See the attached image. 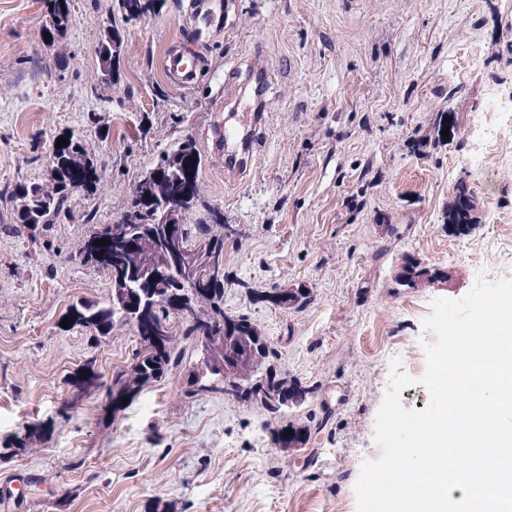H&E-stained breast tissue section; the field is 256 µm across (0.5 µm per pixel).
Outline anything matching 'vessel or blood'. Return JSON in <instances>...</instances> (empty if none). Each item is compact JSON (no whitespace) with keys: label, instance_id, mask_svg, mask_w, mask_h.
I'll return each mask as SVG.
<instances>
[{"label":"vessel or blood","instance_id":"obj_1","mask_svg":"<svg viewBox=\"0 0 512 512\" xmlns=\"http://www.w3.org/2000/svg\"><path fill=\"white\" fill-rule=\"evenodd\" d=\"M190 10L196 21L190 31L191 38L201 44L209 42L224 25L222 0H190ZM164 69L167 75L186 85L196 83L202 73L198 64L187 62L180 53L167 55ZM260 98L261 93L256 89L249 93L238 92L229 101L230 110L223 124L215 128L217 141L224 145L225 169L238 176L246 175L250 168V147L258 135L261 121L258 112ZM242 107L251 113L249 123H241L238 119V110Z\"/></svg>","mask_w":512,"mask_h":512}]
</instances>
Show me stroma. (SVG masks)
Instances as JSON below:
<instances>
[{"instance_id":"obj_1","label":"stroma","mask_w":512,"mask_h":512,"mask_svg":"<svg viewBox=\"0 0 512 512\" xmlns=\"http://www.w3.org/2000/svg\"><path fill=\"white\" fill-rule=\"evenodd\" d=\"M112 4L73 0L49 41L45 0H0V449L29 439L0 458V512H356L361 464L382 456L375 419L391 360L423 376L431 301L463 298L481 274L512 280V0H224L191 86L162 65L188 0H165L117 24L108 87L95 49ZM255 57L267 74L262 134L237 177L211 132L228 71ZM493 103L511 122L489 144ZM448 112L457 129L437 138ZM70 131L98 163L97 191H73L49 228L19 224L14 189L48 180L51 145ZM188 138L206 205L224 215V310L250 317L273 368L308 390L281 416L312 427L301 451L274 447L258 407L186 397L190 348L107 413L105 385L130 364L135 327L95 340L60 325L72 304L112 292L78 244ZM461 179L476 195L462 233L446 222ZM205 207L185 223H205ZM409 261L434 280L401 278ZM274 288L309 298L278 305ZM89 362L100 384L81 392L72 381Z\"/></svg>"}]
</instances>
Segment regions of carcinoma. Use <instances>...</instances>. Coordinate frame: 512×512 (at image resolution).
Listing matches in <instances>:
<instances>
[{
  "mask_svg": "<svg viewBox=\"0 0 512 512\" xmlns=\"http://www.w3.org/2000/svg\"><path fill=\"white\" fill-rule=\"evenodd\" d=\"M118 15L127 22L140 19L156 9L159 0H113ZM48 20L44 31L55 38L70 22L71 0H45ZM122 38L117 24H112L97 45L99 63L107 76L113 75L119 59ZM68 144L52 148V170L46 183L21 185L15 196L22 199L18 212L21 224H51L62 211L69 193L81 188L97 191L98 164L82 143L80 136L66 135ZM202 157L192 140L182 142L166 155L135 188L131 206L119 220L94 232L80 246L78 256L111 276L112 293L102 304L80 302L72 305L67 319L72 326L106 337L139 318L138 348L130 365L112 373L107 385L106 407L112 412L125 408L122 398L132 400L145 387L165 378L182 364V349L188 341L201 363L192 367L186 380V394L194 396L201 381L210 383L208 390L230 393L246 403H255L253 388L279 391L287 376L270 365L275 356L269 341L244 315L224 311V218L213 208L210 223L184 224L182 213L201 200V188L194 187L182 200L181 212L175 215L177 230L169 231L159 223L154 202L178 193L183 172L200 171ZM101 240L102 256L91 252V243ZM166 258L171 275L158 277L161 258ZM216 269L214 275L199 279L202 269ZM271 298L277 303L294 305L308 299L302 288H278ZM185 304L193 320H178L171 312ZM293 434H286V430ZM277 448L308 441L309 428L289 422L271 429Z\"/></svg>",
  "mask_w": 512,
  "mask_h": 512,
  "instance_id": "obj_1",
  "label": "carcinoma"
}]
</instances>
